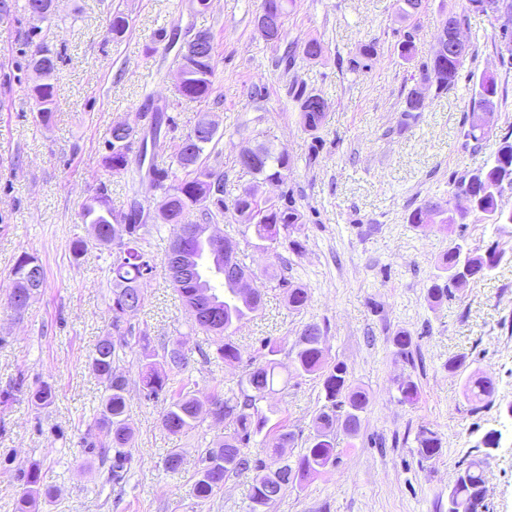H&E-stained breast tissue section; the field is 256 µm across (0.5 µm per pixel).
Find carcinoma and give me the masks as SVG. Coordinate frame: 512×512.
Returning <instances> with one entry per match:
<instances>
[{
  "label": "carcinoma",
  "instance_id": "obj_1",
  "mask_svg": "<svg viewBox=\"0 0 512 512\" xmlns=\"http://www.w3.org/2000/svg\"><path fill=\"white\" fill-rule=\"evenodd\" d=\"M52 0H25L24 8L32 20L39 23L51 14ZM469 6L481 12H492L504 19L501 25V38L508 52V64L512 65V0H468ZM260 12L284 22L288 15V0H261ZM464 16H450L440 25V36L446 38L448 49L443 53H433L430 61L422 65L423 80L436 84V90L443 92L454 87L461 59L468 49H449L454 44L458 28ZM129 27L128 17L120 10L112 12L109 30L112 40L120 41ZM197 36L204 38V44L181 54L180 73L182 80L177 84L179 94L192 101L208 98L213 90L214 43L208 31H200ZM61 52L54 45L41 42L31 57L29 67L42 74L31 88V95L38 105V117L48 125L54 117L55 87L51 76L56 69ZM293 99L300 106V118L304 128L318 129L324 122L325 100L317 93L296 84L291 88ZM497 80L491 73H482L474 82L473 107L495 105ZM424 102L414 93L405 99L404 123L416 119V113L423 111ZM149 117L150 133L154 147H160L162 127H170L172 119L163 108L149 105L144 110ZM215 136L213 131H203L200 125L180 139L170 154L172 163H160L152 159L150 170L152 181L164 189L163 200L156 210L155 220L176 227L175 236H180L191 227L190 213L198 210L205 218L212 219L227 209L224 199L213 205H206L212 195L224 194V175L209 168L203 161L208 144ZM466 142L478 147L490 137V131L474 123L465 131ZM133 144V134L116 123L110 129L107 153L103 157L104 167L114 174L129 170V153ZM242 169L254 178L267 183L287 184L291 169V157L285 150H275L260 145L249 160H238ZM454 189L466 186L473 196L474 208L493 231L501 233V228L512 224V211L499 206V198L506 191H512V138L505 136L499 140L491 158L480 169L452 179ZM233 210L240 223L252 230L259 241L258 247L269 253L275 260L283 259L282 251L297 255L305 246L294 236L303 224V214L295 205L293 194L285 190L277 200L257 196L256 186L244 188L234 200ZM142 208L133 203L130 212L112 210L108 196H90L82 206L84 223L100 229L96 242L108 246L113 240L122 243V250H114L110 270L112 272V298L109 310L112 313V335L104 336L95 345L89 357L88 366L104 386L94 432L82 438L86 453L101 458L112 457L111 479L122 482L131 463L128 447L132 432L127 423L126 391L128 377L120 366V354L130 350L138 354V376L144 398L148 401L164 394L169 404L161 416L162 427L171 435L178 436L198 428L206 414L205 406L211 405L227 422L230 432L224 440L205 449L198 460L196 478L191 485V494L199 502L213 499L224 489V484L232 476L243 472L255 473L254 483L249 494V512H269L270 505L280 495L294 486L313 479L336 464V410L347 414L346 433L354 435L361 425V413L368 404L367 393L351 384L348 368L341 362L327 360L319 325L308 323L302 329L292 350L293 366L298 376H316L322 381L325 403L317 416V428L309 439L308 447L294 460L282 457L283 448L295 441V434L285 430L279 433L278 442L261 455L250 450V444L262 434L269 417L259 408L261 395L274 391L278 383L279 362L275 356L281 351L280 342L275 338H265L261 342L259 356L250 358L249 370L242 377L237 389L227 392L215 389L202 402L185 390V385L174 386V374L185 371L188 358L180 341L162 346L158 353L151 344V337L143 330L137 336L129 337L124 328L126 314L124 304L131 303L143 308L147 300L144 284L156 272L154 259L141 245L143 229L147 225L138 223ZM440 214V225L455 223L448 215V203L428 200L413 209L409 223L420 227L428 223L431 214ZM25 262L17 261L11 269L12 288L10 302L28 292L27 284L43 287L45 272L39 259L23 253ZM505 253L492 244L479 255L472 251L462 252L458 246L448 249L437 266L439 274L429 288L428 295L439 302L450 296L448 279L457 266L464 264L475 278L490 276L503 262ZM185 304L201 314L193 318L196 329L210 335L215 346V359L222 362L241 360V352L234 341V335L241 324L250 320L260 309L262 294L254 301L246 300L229 305L228 300L237 291L234 276L224 278L216 284L204 280L200 275L176 270L170 277ZM309 296L305 289L291 286L288 289V305L300 312L308 306ZM398 354L410 361L413 338L407 331H399L393 339ZM494 392L492 382L474 374L465 382L466 396L482 402ZM27 397L28 403L37 409L52 405L55 399L53 386L42 381L34 386H25V379L19 378L11 388L0 391V406L14 402L16 394ZM417 453L422 460H433L442 451L438 432L423 429L419 432ZM275 459L277 467H272L267 458ZM18 479L22 492L15 502V512H38L40 501L51 498L50 488L41 484L40 465L31 462L18 468ZM485 487L482 462L475 460L461 470L448 490V512H481Z\"/></svg>",
  "mask_w": 512,
  "mask_h": 512
}]
</instances>
